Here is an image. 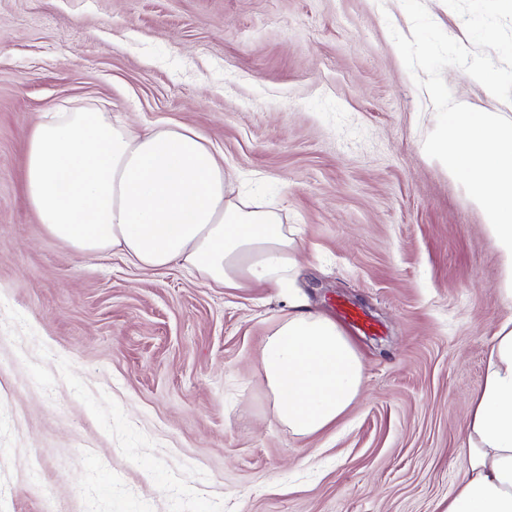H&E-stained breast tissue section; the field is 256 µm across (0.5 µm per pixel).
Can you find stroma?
Listing matches in <instances>:
<instances>
[{
	"instance_id": "obj_1",
	"label": "stroma",
	"mask_w": 512,
	"mask_h": 512,
	"mask_svg": "<svg viewBox=\"0 0 512 512\" xmlns=\"http://www.w3.org/2000/svg\"><path fill=\"white\" fill-rule=\"evenodd\" d=\"M512 110V0H0V512H446L508 310L485 215L428 144ZM88 105L185 124L302 241L297 299L365 367L293 435L258 366L288 308L79 255L25 197V139Z\"/></svg>"
}]
</instances>
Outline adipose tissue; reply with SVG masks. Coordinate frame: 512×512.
Returning a JSON list of instances; mask_svg holds the SVG:
<instances>
[{"label": "adipose tissue", "instance_id": "adipose-tissue-1", "mask_svg": "<svg viewBox=\"0 0 512 512\" xmlns=\"http://www.w3.org/2000/svg\"><path fill=\"white\" fill-rule=\"evenodd\" d=\"M429 151L462 175L484 211L503 257L500 292L512 307V117L457 106ZM227 182L216 153L185 125L134 134L108 113L77 106L41 118L26 138L28 202L74 252L117 249L142 269L180 266L227 289L280 285L299 242L273 210L228 199ZM259 371L276 420L302 437L334 427L365 379L344 329L312 309L278 322ZM458 453L470 477L446 512H512V315L492 332L485 384Z\"/></svg>", "mask_w": 512, "mask_h": 512}]
</instances>
